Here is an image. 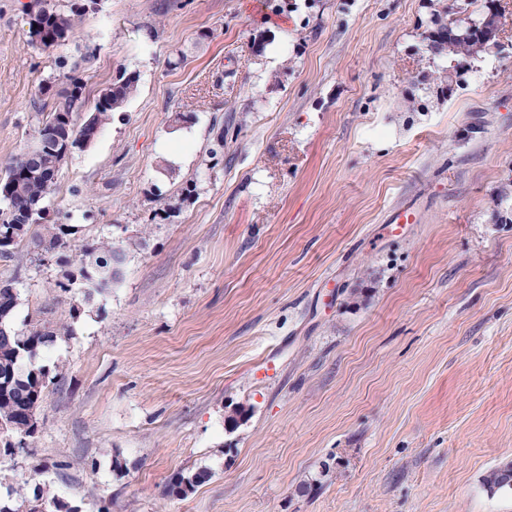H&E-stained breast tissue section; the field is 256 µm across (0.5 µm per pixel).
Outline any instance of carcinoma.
Segmentation results:
<instances>
[{
  "label": "carcinoma",
  "mask_w": 512,
  "mask_h": 512,
  "mask_svg": "<svg viewBox=\"0 0 512 512\" xmlns=\"http://www.w3.org/2000/svg\"><path fill=\"white\" fill-rule=\"evenodd\" d=\"M484 10L476 19L464 24L456 23L453 32H448V15L452 7L444 10L431 20L424 36L425 51L432 58L448 57V68L430 76L428 89L442 95L453 90L461 72L475 60L489 56L491 44L501 50L497 37H487L483 32L485 17L498 11L496 0H484ZM29 41L44 50L63 45L79 27L83 13L71 7L61 8L56 0H34L28 12ZM84 83L80 76L70 78L68 90L51 93V87H39L32 100L33 108L42 111L49 109L45 121L37 132V142L50 140L42 150L40 167L34 168L22 153L12 160L6 169V176L0 178V227L8 224L18 227V232L10 239H0V257L13 258L19 247L28 239L46 254L58 252L67 247L63 231L58 224H50L45 217L42 202L51 194L59 171L69 157L56 147L53 135L61 138L82 134V126L77 124L78 114L85 107L83 98ZM138 89V78L134 73H121L103 90L89 117L94 127L103 129L112 121V114L123 109ZM39 232L31 234L32 226ZM125 255V251L111 240L103 239L83 251L80 260L79 276L85 299L99 293L112 284V255ZM18 293L0 283V425L7 428L0 435V458L15 456L9 447V440L24 439L33 441L40 432L37 418L45 393L50 383L43 368L34 366L40 351L54 342L56 333L40 323H31L24 330L12 327V318L18 306ZM207 477L206 472L198 471L191 475L175 474L167 485V493L185 496ZM492 490L512 489V462L492 470L486 477ZM8 496H17L23 504H28L26 512H45V504L56 503L51 486L43 483L36 486L33 496H28L23 486L9 487Z\"/></svg>",
  "instance_id": "1"
}]
</instances>
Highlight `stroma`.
Segmentation results:
<instances>
[{"instance_id": "stroma-1", "label": "stroma", "mask_w": 512, "mask_h": 512, "mask_svg": "<svg viewBox=\"0 0 512 512\" xmlns=\"http://www.w3.org/2000/svg\"><path fill=\"white\" fill-rule=\"evenodd\" d=\"M451 1L58 0L83 22L46 52L29 0H0V174L36 142L40 85L79 75L91 109L139 76L44 202L67 248L0 259L15 327L57 334L40 432L0 460V492L46 482L72 512H512L485 483L512 462V0L503 51L443 97L421 88L422 34ZM102 239L127 253L120 280L62 292ZM138 89V78L136 74L125 71L114 79L103 90L94 110L89 116L95 128L99 132L112 121L113 112L123 109L125 103L132 98ZM207 477L206 472L198 471L191 475L184 473L175 474L167 485V493L174 496H185Z\"/></svg>"}]
</instances>
